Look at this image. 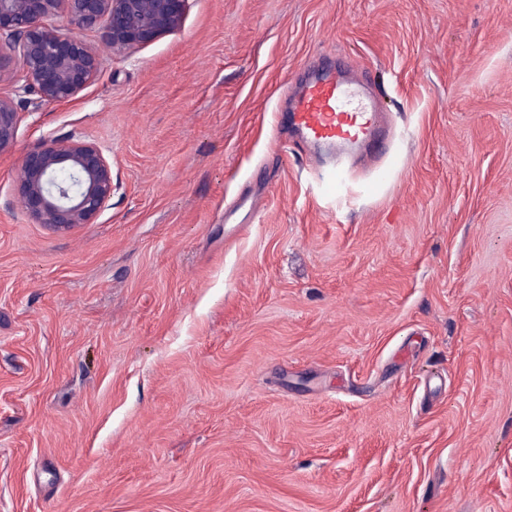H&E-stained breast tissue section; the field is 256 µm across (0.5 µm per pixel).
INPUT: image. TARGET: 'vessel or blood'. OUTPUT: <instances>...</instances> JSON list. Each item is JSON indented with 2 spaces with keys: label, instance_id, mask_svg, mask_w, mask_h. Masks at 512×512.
Returning <instances> with one entry per match:
<instances>
[{
  "label": "vessel or blood",
  "instance_id": "b4317fda",
  "mask_svg": "<svg viewBox=\"0 0 512 512\" xmlns=\"http://www.w3.org/2000/svg\"><path fill=\"white\" fill-rule=\"evenodd\" d=\"M364 90L362 80L339 71L309 78L291 99L288 121L305 142L331 155L359 152L379 161L389 129L375 106L364 102Z\"/></svg>",
  "mask_w": 512,
  "mask_h": 512
}]
</instances>
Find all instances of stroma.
<instances>
[{"mask_svg": "<svg viewBox=\"0 0 512 512\" xmlns=\"http://www.w3.org/2000/svg\"><path fill=\"white\" fill-rule=\"evenodd\" d=\"M0 155V512H512V0H189ZM367 80L334 167L285 98ZM82 139L112 198H15ZM112 166L102 148L80 139H47L28 151L15 195L33 224L64 232L91 224L112 198Z\"/></svg>", "mask_w": 512, "mask_h": 512, "instance_id": "35a3bbf8", "label": "stroma"}]
</instances>
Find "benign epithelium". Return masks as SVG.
<instances>
[{
  "label": "benign epithelium",
  "instance_id": "7a95c632",
  "mask_svg": "<svg viewBox=\"0 0 512 512\" xmlns=\"http://www.w3.org/2000/svg\"><path fill=\"white\" fill-rule=\"evenodd\" d=\"M188 0H0V83L62 104L99 74L98 51L61 32L97 30L114 52L146 45L180 27ZM21 122L18 103L0 95V154L11 150ZM112 166L102 148L80 139H47L28 151L15 176V195L28 219L54 232L91 224L112 198Z\"/></svg>",
  "mask_w": 512,
  "mask_h": 512
}]
</instances>
